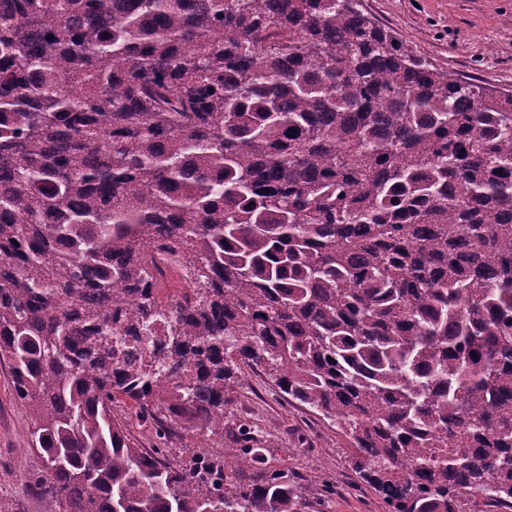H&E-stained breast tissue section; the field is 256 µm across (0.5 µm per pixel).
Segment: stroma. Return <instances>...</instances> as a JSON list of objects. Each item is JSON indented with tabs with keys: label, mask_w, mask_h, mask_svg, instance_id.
Here are the masks:
<instances>
[{
	"label": "stroma",
	"mask_w": 512,
	"mask_h": 512,
	"mask_svg": "<svg viewBox=\"0 0 512 512\" xmlns=\"http://www.w3.org/2000/svg\"><path fill=\"white\" fill-rule=\"evenodd\" d=\"M373 20L394 30L439 70L512 90V0H360ZM234 412L255 432L279 439L267 470H282L301 492L303 512H387L356 472L352 445L331 421L279 396L262 372L244 369ZM31 416L0 366V512H44L30 448Z\"/></svg>",
	"instance_id": "stroma-1"
}]
</instances>
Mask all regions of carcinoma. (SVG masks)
I'll return each instance as SVG.
<instances>
[{
  "mask_svg": "<svg viewBox=\"0 0 512 512\" xmlns=\"http://www.w3.org/2000/svg\"><path fill=\"white\" fill-rule=\"evenodd\" d=\"M2 363L45 512H300L224 473L274 447L244 366L388 512L512 508V92L359 0H0ZM173 425L214 448L168 457Z\"/></svg>",
  "mask_w": 512,
  "mask_h": 512,
  "instance_id": "carcinoma-1",
  "label": "carcinoma"
}]
</instances>
